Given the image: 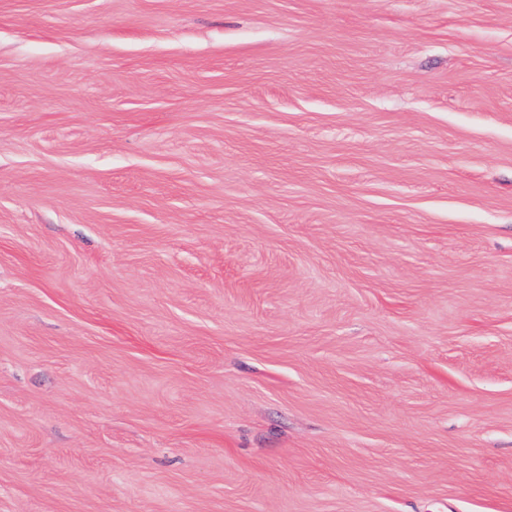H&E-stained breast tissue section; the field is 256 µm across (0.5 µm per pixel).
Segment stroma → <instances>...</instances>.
<instances>
[{
  "mask_svg": "<svg viewBox=\"0 0 512 512\" xmlns=\"http://www.w3.org/2000/svg\"><path fill=\"white\" fill-rule=\"evenodd\" d=\"M0 512H512V0H0Z\"/></svg>",
  "mask_w": 512,
  "mask_h": 512,
  "instance_id": "1",
  "label": "stroma"
}]
</instances>
